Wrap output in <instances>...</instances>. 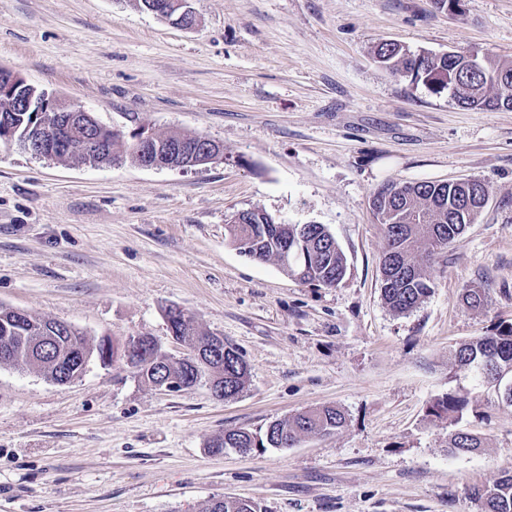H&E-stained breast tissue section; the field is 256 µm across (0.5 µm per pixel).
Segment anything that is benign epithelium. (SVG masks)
Segmentation results:
<instances>
[{
	"instance_id": "benign-epithelium-1",
	"label": "benign epithelium",
	"mask_w": 512,
	"mask_h": 512,
	"mask_svg": "<svg viewBox=\"0 0 512 512\" xmlns=\"http://www.w3.org/2000/svg\"><path fill=\"white\" fill-rule=\"evenodd\" d=\"M191 2L192 0H153L147 10L162 19L191 28L196 22ZM24 89L26 81L18 74L0 69V94L9 92L17 98V102L29 108L32 106V98L22 95ZM83 116H88L86 110L46 92L37 102L36 120L29 124L21 144L38 157L65 158L74 152H80L100 163L108 151L109 143L114 139H124V134L117 128H109L97 122L94 130L76 138L72 130L77 119ZM130 138L142 156L143 167L187 169L224 158L223 144L205 136L191 143L181 141L172 145L149 130L138 128L130 133ZM223 353L224 342L207 336L192 345L190 357L212 358Z\"/></svg>"
}]
</instances>
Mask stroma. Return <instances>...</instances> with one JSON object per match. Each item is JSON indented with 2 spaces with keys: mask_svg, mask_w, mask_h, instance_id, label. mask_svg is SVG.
<instances>
[{
  "mask_svg": "<svg viewBox=\"0 0 512 512\" xmlns=\"http://www.w3.org/2000/svg\"><path fill=\"white\" fill-rule=\"evenodd\" d=\"M184 28L138 0H0V67L103 125L203 135L188 169L51 161L0 145V307L74 325L90 343L151 336L181 356L166 308L193 314L249 369L238 396L161 391L125 361L64 384L0 363V512H481L512 469V404L453 365L450 346L512 321V110L466 108L390 73L376 46L512 63V0H193ZM478 179L474 224L426 261L434 290L382 297L384 184ZM321 224L347 257L333 288L289 277L226 238L235 212ZM486 291L484 306L462 300ZM467 396L459 425L430 415ZM332 404L334 434L292 448L207 451L231 429ZM460 427L482 448L456 455ZM201 512H261L253 501L235 497L211 498L200 509Z\"/></svg>",
  "mask_w": 512,
  "mask_h": 512,
  "instance_id": "obj_1",
  "label": "stroma"
}]
</instances>
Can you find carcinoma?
<instances>
[{"instance_id":"cac0c4a2","label":"carcinoma","mask_w":512,"mask_h":512,"mask_svg":"<svg viewBox=\"0 0 512 512\" xmlns=\"http://www.w3.org/2000/svg\"><path fill=\"white\" fill-rule=\"evenodd\" d=\"M377 62L385 70L422 82L435 91L451 89L455 81L466 84L457 101L468 107L512 109V64L505 65L483 57L473 67L462 55L412 54L393 42L379 44ZM0 109L9 113L16 135L25 133L33 113L17 111L14 100L0 95ZM489 195L485 183L474 186L450 183L421 182L380 188L372 206L383 207L389 216L384 223L387 245L380 261L382 293L385 302L396 312L417 307L432 292V282L425 269L415 261L419 245L426 256L437 254L427 235H432L448 247L466 226L473 223ZM322 224H231L229 241L237 247L250 245L249 257L275 260L284 272L289 266L282 262L285 247L288 254L299 256L307 268L306 281L325 287L337 286L345 277L347 259L338 245L329 241ZM119 347L104 351L102 343L89 344L76 328L54 327L52 322L37 315L0 309V362L22 368H35L54 383L80 377L84 365L91 360H113ZM459 370L472 376L480 385L496 383L503 375L512 376V322L498 323L489 336L461 343L451 352ZM136 376L154 385L157 378L170 373L189 390L202 380L218 379L224 384V396L232 397L243 391L248 381V367L237 350L224 345V357L207 359L193 367L186 360L159 361L157 349L147 350L131 361ZM468 406L465 396L450 392L435 400L429 412L452 423L462 419ZM347 422L346 414L333 405H324L297 413L284 420L271 422L262 436L245 429L230 430L213 439L209 450L220 453L226 448H290L305 434H331ZM482 445L481 439L458 430L448 436V448L453 454L473 453ZM481 512H512V470L492 484L476 492ZM201 512H261L253 501L235 497L211 498Z\"/></svg>"}]
</instances>
